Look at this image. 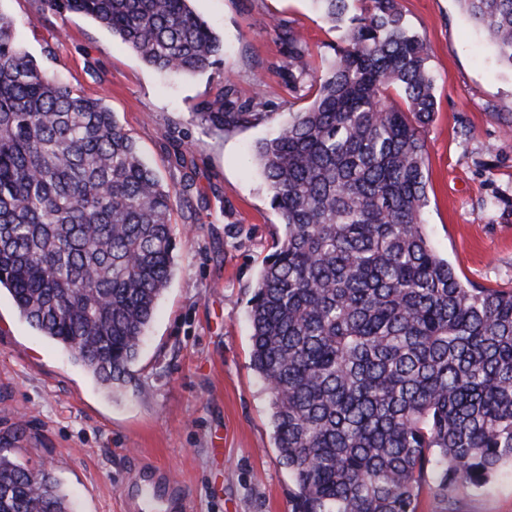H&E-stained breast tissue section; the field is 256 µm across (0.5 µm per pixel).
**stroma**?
<instances>
[{"label":"stroma","mask_w":512,"mask_h":512,"mask_svg":"<svg viewBox=\"0 0 512 512\" xmlns=\"http://www.w3.org/2000/svg\"><path fill=\"white\" fill-rule=\"evenodd\" d=\"M426 43L437 111L427 144V233L464 281L512 288V67L500 62L463 0H400ZM224 40V62L176 78L147 66L111 32L42 0H0L23 50L77 93L103 99L160 180L182 190L171 216L173 275L131 377L97 382L0 294V449L43 470L72 512H166L148 500L160 475L189 512H292L293 482L274 444L269 397L250 364L249 304L284 227L251 149L306 107L288 84L277 18L304 37L313 65L341 33L312 0H192ZM232 86L273 120L221 134L194 116ZM453 512H512V467L458 489Z\"/></svg>","instance_id":"35a3bbf8"}]
</instances>
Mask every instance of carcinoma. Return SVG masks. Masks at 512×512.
<instances>
[{
    "mask_svg": "<svg viewBox=\"0 0 512 512\" xmlns=\"http://www.w3.org/2000/svg\"><path fill=\"white\" fill-rule=\"evenodd\" d=\"M191 0H43L118 37L150 67L195 74L224 43ZM342 29L310 67L288 45L295 93L311 99L253 156L284 226L250 300L251 366L270 397L293 512H417L431 477L450 504L512 465V290L463 282L432 248L424 128L437 109L426 44L399 0H316ZM512 68V0H465ZM225 88L199 104L208 129L259 124ZM159 181L100 98L45 73L0 12V289L95 379L130 375L174 266ZM0 512H70L45 471L0 454Z\"/></svg>",
    "mask_w": 512,
    "mask_h": 512,
    "instance_id": "carcinoma-1",
    "label": "carcinoma"
}]
</instances>
